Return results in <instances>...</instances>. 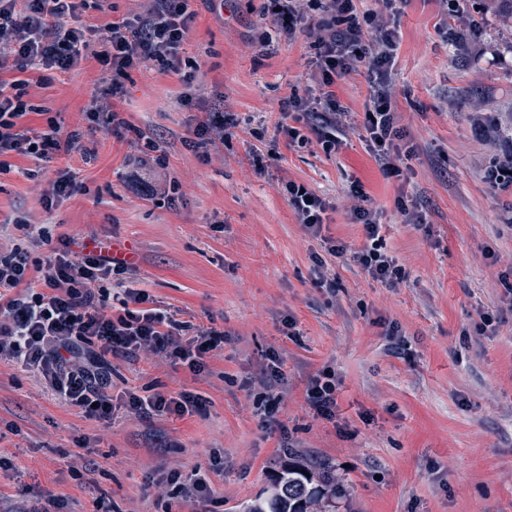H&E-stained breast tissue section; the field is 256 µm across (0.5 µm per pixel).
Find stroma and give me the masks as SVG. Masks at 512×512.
Instances as JSON below:
<instances>
[{
    "label": "stroma",
    "mask_w": 512,
    "mask_h": 512,
    "mask_svg": "<svg viewBox=\"0 0 512 512\" xmlns=\"http://www.w3.org/2000/svg\"><path fill=\"white\" fill-rule=\"evenodd\" d=\"M261 0H224L197 15L184 56L188 79L130 70L113 103L136 132L97 134L96 153L45 165L0 157V245L7 222L24 217L54 235L118 237L138 257L135 278L176 319L223 331L224 350L200 374L152 354L112 361L115 394L181 389L201 409L143 420L117 406L112 425L93 431L76 410L44 394L31 374L0 364V512H26L17 493L33 484L61 496L63 512H237L293 460L331 465L345 479L336 512H512V192L484 172L497 149L473 128L475 101L499 116L512 103V32L500 27L499 0H408L396 18L400 46L392 71L399 124L416 152L403 177H385L361 127L344 130L326 154L318 143L280 147L268 173L252 155L277 138L281 103L309 83L311 39H273ZM471 21L488 53L471 60L456 44L453 12ZM30 100L62 131L86 126L84 108L112 86L101 65L50 71ZM192 95L182 106L181 95ZM238 119L210 160L181 142L216 101ZM163 157L173 199L126 190L129 165ZM38 170L30 179L26 170ZM77 191L44 209L60 172ZM306 185L331 202L329 236L360 248L352 182L380 213L384 249L401 278L374 281L352 261L327 258L335 288L319 287L321 240L298 224L282 191ZM421 205L427 223H407ZM284 379L267 386L268 353ZM336 374V419L306 402L310 378ZM277 402L276 420L257 413ZM202 471L207 498L187 479Z\"/></svg>",
    "instance_id": "stroma-1"
}]
</instances>
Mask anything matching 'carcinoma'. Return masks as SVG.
<instances>
[{
  "label": "carcinoma",
  "instance_id": "1",
  "mask_svg": "<svg viewBox=\"0 0 512 512\" xmlns=\"http://www.w3.org/2000/svg\"><path fill=\"white\" fill-rule=\"evenodd\" d=\"M342 491L333 470L290 462L277 471L265 493L244 501L240 512H334Z\"/></svg>",
  "mask_w": 512,
  "mask_h": 512
}]
</instances>
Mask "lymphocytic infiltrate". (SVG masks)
<instances>
[{
    "label": "lymphocytic infiltrate",
    "instance_id": "1",
    "mask_svg": "<svg viewBox=\"0 0 512 512\" xmlns=\"http://www.w3.org/2000/svg\"><path fill=\"white\" fill-rule=\"evenodd\" d=\"M190 0H147L132 19L107 23L97 38L95 26L83 23L87 5L102 9L105 0H0V156L8 153L50 161L59 154L91 155L97 127L130 130L117 110L91 100V119L83 129L62 132L56 118L37 130L24 119L35 113L26 99L31 84H46L51 70L65 71L96 61L111 68L112 91L120 93L128 69L153 61L161 71L180 73L181 50L189 39L195 13ZM358 0H262L260 13L275 30L295 39L313 25V14L325 17L327 34L314 46L315 77L321 87L316 101L289 96L281 109L278 131L288 145L316 139L325 153L338 150V133L351 112L334 87L358 70L370 82L361 126L373 157L386 177L401 176L405 133L398 125L388 85L389 68L399 49V34L390 15L399 0H380L377 9L359 10ZM305 129H298V122ZM233 122L223 111L188 128L186 146L218 147L231 134ZM296 220L315 238H323L330 256L351 255L375 281L391 286L399 276L383 250L381 224L369 197L352 211L365 241L355 251L324 236L329 204L312 190L290 181L284 185ZM31 245L44 251L30 260L20 247H0V361L32 374L47 394L76 408L90 421L110 425L114 413L112 361L151 353L197 374L206 360L224 347V334L173 318L152 306L149 295L133 287L137 269L132 253L118 241L96 235L52 236L46 228L17 219ZM125 406L138 417H181L198 408L199 398L182 390L168 395L139 396L127 392Z\"/></svg>",
    "mask_w": 512,
    "mask_h": 512
}]
</instances>
